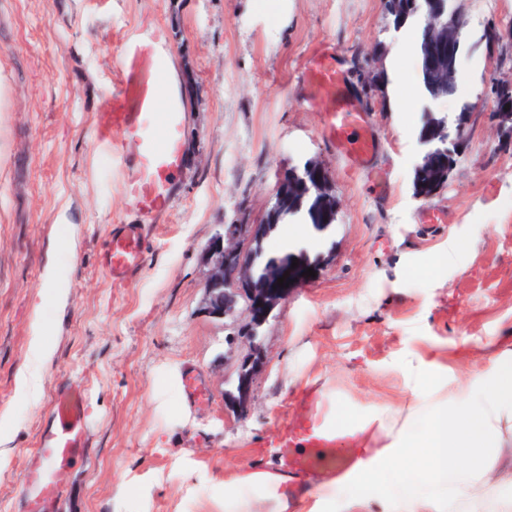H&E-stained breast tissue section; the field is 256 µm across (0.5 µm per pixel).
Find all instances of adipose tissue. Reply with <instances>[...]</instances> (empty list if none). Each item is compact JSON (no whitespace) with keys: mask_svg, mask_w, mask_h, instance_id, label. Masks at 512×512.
I'll list each match as a JSON object with an SVG mask.
<instances>
[{"mask_svg":"<svg viewBox=\"0 0 512 512\" xmlns=\"http://www.w3.org/2000/svg\"><path fill=\"white\" fill-rule=\"evenodd\" d=\"M51 354L43 336H32L16 377L19 402L39 401ZM406 389L400 427L381 412L360 421L366 448L355 487L338 497L316 486L318 503L333 512H512V350L463 383L413 350ZM284 482L276 472L238 473L227 482L224 512H287Z\"/></svg>","mask_w":512,"mask_h":512,"instance_id":"1","label":"adipose tissue"}]
</instances>
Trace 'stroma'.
<instances>
[{"instance_id": "stroma-1", "label": "stroma", "mask_w": 512, "mask_h": 512, "mask_svg": "<svg viewBox=\"0 0 512 512\" xmlns=\"http://www.w3.org/2000/svg\"><path fill=\"white\" fill-rule=\"evenodd\" d=\"M467 25L458 105L480 107L446 188L414 194L436 101L392 109L400 34L384 0H0V512L20 494L57 384L84 390L89 452L59 476L52 512H224V482L281 471L277 441L299 438L302 400L366 415L406 408L405 364L428 352L459 381L512 348V149L487 113L512 82V41L487 52L488 26L512 30V0H448ZM162 29L179 83L183 163L169 209L125 208L94 119L126 76L125 40ZM334 54L381 149L356 168L323 128L305 87L315 54ZM314 159L338 205L327 230L304 225L293 252L319 260L264 329L250 405L225 404L241 356L204 313L201 251L227 224L261 223L280 174ZM443 220L425 223V211ZM140 224L144 266L125 287L104 270L115 226ZM68 271L69 306H40L46 267ZM54 355L38 403L14 377L36 325ZM197 375L206 405L185 393Z\"/></svg>"}]
</instances>
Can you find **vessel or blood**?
I'll list each match as a JSON object with an SVG mask.
<instances>
[{
  "mask_svg": "<svg viewBox=\"0 0 512 512\" xmlns=\"http://www.w3.org/2000/svg\"><path fill=\"white\" fill-rule=\"evenodd\" d=\"M161 30H143L123 45L128 73L123 88L113 93L96 122L98 136L118 162L122 198L126 207L142 214L165 211L171 204L173 177L183 161L182 112L171 100L165 112L157 110L155 78L164 71ZM305 82L320 101L329 140L358 168L370 167L380 140L368 116L346 94L344 76L333 56L313 58ZM146 255L143 227L123 224L112 232L104 268L113 286H121L141 269ZM308 432L304 448L289 449L280 438L285 468L299 475L329 479L344 473L351 461L336 453V435L312 414L299 418ZM86 395L71 386H59L52 403V424L44 428L38 459L23 476L27 512H51L63 469L87 448Z\"/></svg>",
  "mask_w": 512,
  "mask_h": 512,
  "instance_id": "obj_1",
  "label": "vessel or blood"
}]
</instances>
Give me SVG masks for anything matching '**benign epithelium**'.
<instances>
[{"mask_svg":"<svg viewBox=\"0 0 512 512\" xmlns=\"http://www.w3.org/2000/svg\"><path fill=\"white\" fill-rule=\"evenodd\" d=\"M424 20L438 31L426 48L429 77L437 86H451L456 80L463 15L431 11ZM464 125L465 122H460L455 133L445 131L436 135L438 142L417 170L430 168L438 155L446 159L452 150H460L465 144ZM287 172L293 176L292 182L300 184L299 192L322 209L326 225L335 223L336 197L324 167L310 159L288 168ZM292 200V193L284 187V178H279L273 202L262 223L252 225L250 246L244 248L237 241L243 225L226 224L209 240L202 252V260L207 267L203 281L204 312L211 318L228 323L233 330L231 339L239 342L244 350L237 370L235 390L228 394V403L234 409L243 410L251 402L253 380L265 359L260 341L263 326L274 311L288 300L295 285L306 279L302 272L311 267L309 262L302 260L295 267L290 260H275L269 265L263 280H256L253 273L255 247L261 246L267 225L275 213ZM282 277L287 282L284 287L277 284V279Z\"/></svg>","mask_w":512,"mask_h":512,"instance_id":"benign-epithelium-1","label":"benign epithelium"}]
</instances>
